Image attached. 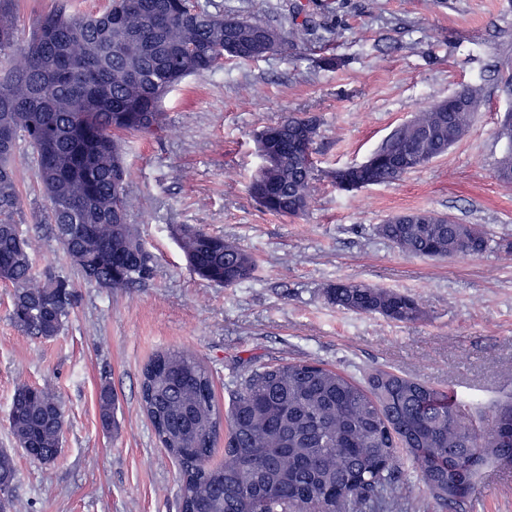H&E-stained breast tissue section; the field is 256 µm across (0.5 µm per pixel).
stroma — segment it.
<instances>
[{
  "mask_svg": "<svg viewBox=\"0 0 512 512\" xmlns=\"http://www.w3.org/2000/svg\"><path fill=\"white\" fill-rule=\"evenodd\" d=\"M220 12L288 25L299 0H195ZM306 18L317 32L262 59L226 62L184 79L161 103L160 127L123 143L129 221L153 256L149 280L111 290L86 281L49 225L28 149L13 159L33 270L67 278L74 305L61 333L42 340L8 318L0 284V448L17 480L18 512H179V464L161 448L141 406L142 370L183 349L210 373L219 409L243 374L279 359L317 360L362 377L377 367L450 388L483 409L512 398V187L493 169L505 150L497 128L512 99V0H325ZM109 0H15L19 40L56 8L103 11ZM335 58L336 65L323 61ZM469 85L485 97L468 134L401 179L353 192L333 172L358 164L414 112ZM319 120L312 203L300 218L262 211L247 187L255 138L283 113ZM412 210L481 224L497 243L481 255H406L378 236L387 216ZM189 226L253 252L254 276L225 287L193 275L178 242ZM360 280L413 296L422 320L403 324L330 304L325 288ZM53 393L65 414L53 462L30 460L7 419L17 387ZM117 396V431L102 428L98 391ZM402 493L387 512H442L417 469L401 465ZM463 512H512V465L487 464Z\"/></svg>",
  "mask_w": 512,
  "mask_h": 512,
  "instance_id": "1",
  "label": "stroma"
}]
</instances>
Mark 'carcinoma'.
I'll return each mask as SVG.
<instances>
[{
  "mask_svg": "<svg viewBox=\"0 0 512 512\" xmlns=\"http://www.w3.org/2000/svg\"><path fill=\"white\" fill-rule=\"evenodd\" d=\"M13 0H0V53L14 52L0 74V282L13 288L9 319L42 339L60 334L73 307L69 282L33 272L32 240L20 228V195L12 160L21 145L33 152L34 175L46 201L39 223L53 234L89 282L118 290L146 282L152 258L128 216L132 200L116 192L126 180L121 149L129 133L148 134L161 123L162 99L184 78L226 61L267 56L270 39L283 47L303 42L307 23L274 26L232 9L212 13L190 0H112L103 12L79 17L54 11L37 20L31 38L16 41ZM483 96L462 89L461 103L418 111L377 148L391 159L376 183L415 170L410 157L430 161L468 133ZM276 124L283 138L304 143L266 160L249 184L267 212L305 214L312 197L315 119L290 112ZM499 137L508 149L494 177L512 186V117ZM403 253L426 258L475 255L492 249L480 224H462L429 210L402 212L376 227ZM180 245L198 277L226 286L249 280L254 255L201 228L186 227ZM336 308L379 314L401 323L422 319L410 295L341 280L325 289ZM142 407L163 448L181 466L182 512H368L399 491L400 455L418 469L427 495L441 508H458L475 493L478 465L512 457V400L481 414L449 389L375 368L358 381L316 361H284L253 369L221 414L202 363L181 351H162L145 366ZM98 415L116 427V396L104 385ZM9 425L19 445L39 462L61 448L63 412L46 389L19 386ZM228 427L224 459L212 462L221 426ZM16 470L0 450V512H13Z\"/></svg>",
  "mask_w": 512,
  "mask_h": 512,
  "instance_id": "1",
  "label": "carcinoma"
}]
</instances>
